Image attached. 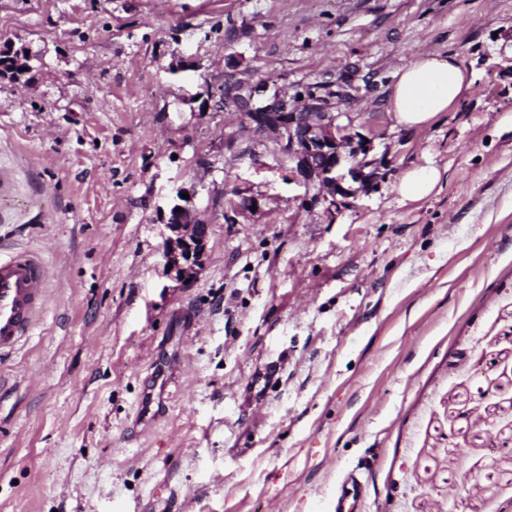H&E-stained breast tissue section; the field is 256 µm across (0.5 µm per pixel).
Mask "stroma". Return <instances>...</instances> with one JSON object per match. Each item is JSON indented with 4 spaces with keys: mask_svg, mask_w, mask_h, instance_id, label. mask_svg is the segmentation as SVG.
I'll return each instance as SVG.
<instances>
[{
    "mask_svg": "<svg viewBox=\"0 0 512 512\" xmlns=\"http://www.w3.org/2000/svg\"><path fill=\"white\" fill-rule=\"evenodd\" d=\"M7 45L38 58L0 77V250L49 300L0 357V512H324L364 457L366 512H512V0H0ZM429 50L475 84L398 126ZM228 78L348 81L377 188L313 202L277 134L214 110ZM180 193L209 226L187 283ZM441 173L436 167L413 169L404 173L398 183V192L409 201L428 197L436 188ZM178 208H181V212H176ZM167 225L171 232L165 245L167 267L172 264L169 272L179 280L196 275L205 254L207 224L198 222L186 205L174 203L170 207Z\"/></svg>",
    "mask_w": 512,
    "mask_h": 512,
    "instance_id": "stroma-1",
    "label": "stroma"
}]
</instances>
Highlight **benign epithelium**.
<instances>
[{
  "mask_svg": "<svg viewBox=\"0 0 512 512\" xmlns=\"http://www.w3.org/2000/svg\"><path fill=\"white\" fill-rule=\"evenodd\" d=\"M228 106L240 112L257 132L275 131L282 151L295 163L304 183L318 189L313 201L339 210L361 192H368L383 177L381 161L369 157L370 141L350 132L340 122L343 113L333 112L331 97L317 92L291 103L266 81L244 82L229 94L215 92L214 109ZM166 239V264L175 278L197 274L205 254L208 226L198 222L193 211L180 203L170 207Z\"/></svg>",
  "mask_w": 512,
  "mask_h": 512,
  "instance_id": "obj_1",
  "label": "benign epithelium"
}]
</instances>
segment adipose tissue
I'll list each match as a JSON object with an SVG mask.
<instances>
[{"instance_id":"obj_1","label":"adipose tissue","mask_w":512,"mask_h":512,"mask_svg":"<svg viewBox=\"0 0 512 512\" xmlns=\"http://www.w3.org/2000/svg\"><path fill=\"white\" fill-rule=\"evenodd\" d=\"M472 85V76L454 58L427 51L396 69L386 110L396 124L423 129Z\"/></svg>"}]
</instances>
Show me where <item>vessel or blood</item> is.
Instances as JSON below:
<instances>
[{"instance_id": "b4317fda", "label": "vessel or blood", "mask_w": 512, "mask_h": 512, "mask_svg": "<svg viewBox=\"0 0 512 512\" xmlns=\"http://www.w3.org/2000/svg\"><path fill=\"white\" fill-rule=\"evenodd\" d=\"M41 260L28 253L0 257V355L13 350L32 329L47 297ZM367 482L349 468L336 495L334 512H360Z\"/></svg>"}]
</instances>
